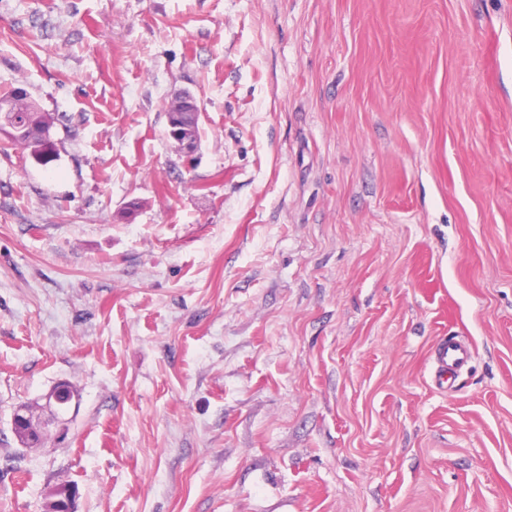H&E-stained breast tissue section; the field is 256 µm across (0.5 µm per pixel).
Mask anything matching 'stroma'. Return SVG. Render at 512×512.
<instances>
[{"label": "stroma", "instance_id": "stroma-1", "mask_svg": "<svg viewBox=\"0 0 512 512\" xmlns=\"http://www.w3.org/2000/svg\"><path fill=\"white\" fill-rule=\"evenodd\" d=\"M15 87L0 512H512V0H0ZM17 88L10 92L0 95V108L4 105H13L14 108H19L18 117L22 124L29 127L23 135H16L11 133L15 126L16 110L13 111L9 120L6 121L7 127L11 130L8 131V138L19 146L23 151H28L29 156L34 160L45 149V143L40 138L37 130H50L53 127L54 121L51 116L45 112H41L37 104L32 100H27L19 104L16 97ZM201 109L198 106L197 112H183L181 113L182 121L184 122L187 133L191 139L199 146L201 141ZM168 135L174 139L184 154H191L195 152V146L191 139H188L184 134V128L179 124H171L168 121ZM439 362L445 373H448V387L452 385L459 370H461L471 358L469 348L462 342L448 338V343L443 344L439 350ZM80 400L77 386L70 381H61L52 386L47 393L41 396L43 411L34 417L29 402L19 404L13 413L12 430H25L40 439L44 436H53L61 440L67 436L68 424L72 417H67L73 406V414ZM56 492L48 493L45 497L44 511L46 508L53 509L54 511H45V512H67L69 508L73 507L72 500L70 498L69 493L66 492L67 488H73L74 486L71 484H59L53 487Z\"/></svg>", "mask_w": 512, "mask_h": 512}]
</instances>
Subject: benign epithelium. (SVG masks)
I'll return each mask as SVG.
<instances>
[{"label":"benign epithelium","instance_id":"obj_1","mask_svg":"<svg viewBox=\"0 0 512 512\" xmlns=\"http://www.w3.org/2000/svg\"><path fill=\"white\" fill-rule=\"evenodd\" d=\"M168 135L174 139L182 152L191 154L195 152L192 140L184 134V128L179 124H168ZM80 400L77 386L70 381H61L52 386L47 393L41 396L43 411L41 416L32 415L29 403L19 404L13 413L12 430H24L39 438L53 436L61 440L67 436L68 417L71 408L77 406Z\"/></svg>","mask_w":512,"mask_h":512}]
</instances>
